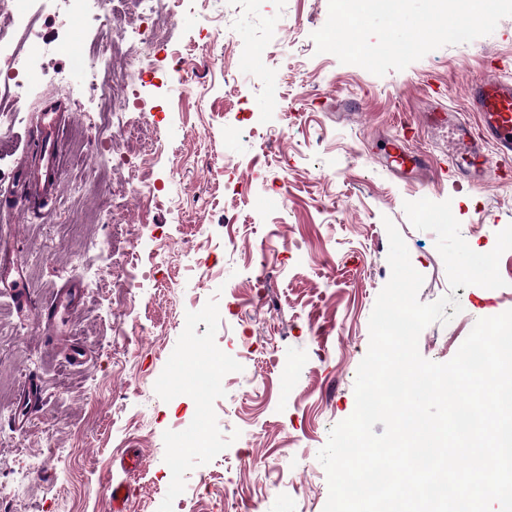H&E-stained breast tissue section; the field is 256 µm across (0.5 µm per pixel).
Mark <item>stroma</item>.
Listing matches in <instances>:
<instances>
[{
    "mask_svg": "<svg viewBox=\"0 0 512 512\" xmlns=\"http://www.w3.org/2000/svg\"><path fill=\"white\" fill-rule=\"evenodd\" d=\"M61 0H28L20 50L68 72L69 89L36 85L28 112L0 116V253L14 259L37 307L24 311L0 288V483L12 512H112L99 482L128 480L125 512H323L327 474L317 455L355 409L354 383L369 347V319L388 282L392 221L423 278L418 297L445 307L420 354L454 357L476 321L512 309V183L453 185L448 130L432 112L468 111L467 87L500 60L512 62V17L493 33L435 49L378 77L317 53L312 34L328 0H185L168 19L170 51L199 73L184 84L162 53L144 55L126 124L159 123L146 171L159 201L118 202L119 223L88 224L112 197L120 168H102L107 144L67 150L74 124L93 131L98 100L73 67L69 46L103 36L95 15ZM59 106L65 148L50 167L43 208L22 213L5 196L23 165L39 167L34 133ZM402 138L438 168L398 177L384 141ZM452 208L451 224L420 222L422 208ZM235 217L226 227V217ZM137 285H123L133 241ZM482 252L488 283L458 267ZM70 291L68 322L44 332L43 308ZM86 355L70 359L71 349ZM201 352L232 355L221 386L196 389L174 363ZM42 403L14 423L29 380ZM205 420V450L172 435ZM141 466L123 468L127 452Z\"/></svg>",
    "mask_w": 512,
    "mask_h": 512,
    "instance_id": "1",
    "label": "stroma"
}]
</instances>
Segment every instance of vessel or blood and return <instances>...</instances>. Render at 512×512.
I'll use <instances>...</instances> for the list:
<instances>
[{
	"instance_id": "b4317fda",
	"label": "vessel or blood",
	"mask_w": 512,
	"mask_h": 512,
	"mask_svg": "<svg viewBox=\"0 0 512 512\" xmlns=\"http://www.w3.org/2000/svg\"><path fill=\"white\" fill-rule=\"evenodd\" d=\"M470 109L478 116L469 123L448 111V177L478 185L488 176L512 177V77L487 70L469 87ZM393 171L405 173L433 167L431 157L410 152L401 139L386 143Z\"/></svg>"
}]
</instances>
